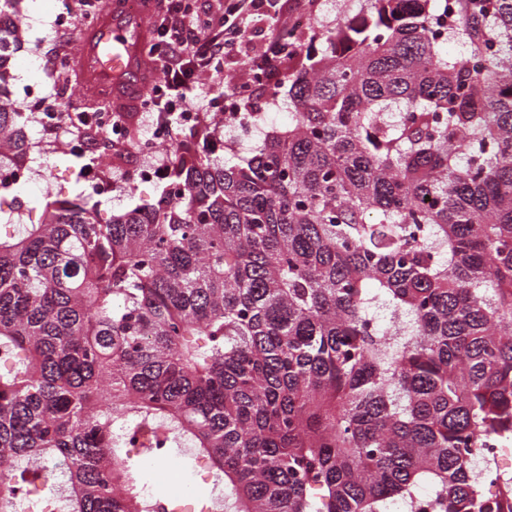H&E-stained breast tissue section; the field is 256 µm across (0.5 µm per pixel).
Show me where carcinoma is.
I'll return each instance as SVG.
<instances>
[{"instance_id":"carcinoma-1","label":"carcinoma","mask_w":512,"mask_h":512,"mask_svg":"<svg viewBox=\"0 0 512 512\" xmlns=\"http://www.w3.org/2000/svg\"><path fill=\"white\" fill-rule=\"evenodd\" d=\"M0 0V171L31 157ZM367 0L288 59L248 156L178 131L133 207L0 179V512H512V0ZM430 491L422 495L419 487ZM279 106L269 104L270 100L266 92L254 100L256 112H263L265 125L264 128L278 127L288 124V105L280 100ZM173 478L169 484L176 487L175 494L186 495L189 502L193 505L192 512H199L203 506V501L193 497V493L198 491L201 487L207 486L208 482V469L204 461H199L194 466L187 470L171 468ZM183 486L186 492L183 489Z\"/></svg>"}]
</instances>
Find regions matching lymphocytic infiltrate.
I'll return each mask as SVG.
<instances>
[{
	"mask_svg": "<svg viewBox=\"0 0 512 512\" xmlns=\"http://www.w3.org/2000/svg\"><path fill=\"white\" fill-rule=\"evenodd\" d=\"M155 54L165 61L164 78L153 97L145 100L147 114L190 112L199 95L210 100L234 95L236 87L224 81V61L244 45L254 15L274 9L280 24L294 15L290 0H229L220 17L198 24L199 11L192 5L178 6L173 0H158ZM297 47L287 46L271 35L250 58L251 71L261 72L266 82L279 81L288 57Z\"/></svg>",
	"mask_w": 512,
	"mask_h": 512,
	"instance_id": "f902f5d3",
	"label": "lymphocytic infiltrate"
}]
</instances>
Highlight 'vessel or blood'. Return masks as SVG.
Here are the masks:
<instances>
[{
    "mask_svg": "<svg viewBox=\"0 0 512 512\" xmlns=\"http://www.w3.org/2000/svg\"><path fill=\"white\" fill-rule=\"evenodd\" d=\"M144 24V12L124 4L83 36L89 86L120 90L130 108L149 83L138 53Z\"/></svg>",
    "mask_w": 512,
    "mask_h": 512,
    "instance_id": "1",
    "label": "vessel or blood"
}]
</instances>
